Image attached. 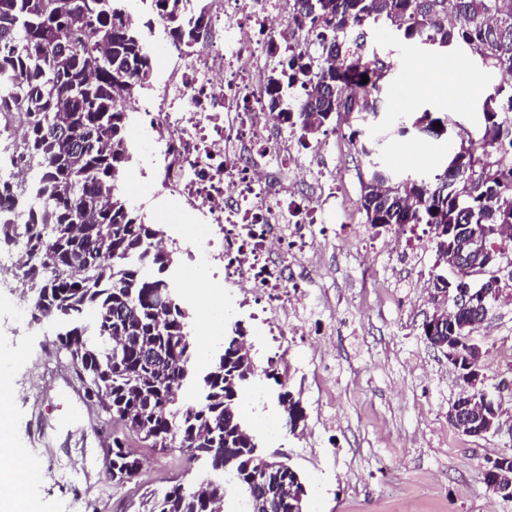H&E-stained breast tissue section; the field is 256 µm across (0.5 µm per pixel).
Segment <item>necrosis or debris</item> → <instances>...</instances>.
Wrapping results in <instances>:
<instances>
[{
    "label": "necrosis or debris",
    "instance_id": "necrosis-or-debris-1",
    "mask_svg": "<svg viewBox=\"0 0 512 512\" xmlns=\"http://www.w3.org/2000/svg\"><path fill=\"white\" fill-rule=\"evenodd\" d=\"M208 2L211 26L233 35L235 48L213 47L190 58L169 47L163 78L125 105L150 182L131 173L124 181L132 197L151 185L175 202L170 223L180 232L167 243L182 249L201 275L190 294L217 283L228 298L203 308V320L217 329L231 327L252 297L264 303L256 317L270 335L299 336L302 327H289L288 317L312 303L279 261L309 248L304 230L330 219L335 185L306 164V145L268 110L267 74L242 62L267 56L271 43L301 54L315 45L281 38L294 18L295 0ZM310 180L319 189L308 198L298 186Z\"/></svg>",
    "mask_w": 512,
    "mask_h": 512
}]
</instances>
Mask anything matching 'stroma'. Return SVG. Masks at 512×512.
I'll list each match as a JSON object with an SVG mask.
<instances>
[{"mask_svg": "<svg viewBox=\"0 0 512 512\" xmlns=\"http://www.w3.org/2000/svg\"><path fill=\"white\" fill-rule=\"evenodd\" d=\"M377 51L392 69L384 82L405 85L400 102L407 111L429 108L448 113L471 132L484 126L482 102L512 80L484 67L469 48L448 50L461 62L455 78L465 87L464 105L431 91L434 79L420 70L422 46L398 40L383 23L367 28ZM350 117L341 132H327L318 165L336 174L337 224H312V249L288 264L319 306L309 333L296 337L287 358H279L258 325L247 322V339L258 370L270 371L257 387L266 393L265 410L282 417L278 393L299 397L305 419L297 431L259 433L264 451L287 454L302 477L304 512H396L413 504L416 512H512V499L488 491L486 460L512 452L507 433L459 435L448 423V407L460 393L447 358L424 341L421 324L435 251L417 242L412 253H382L383 236L372 233L360 206L368 163L349 135L362 128ZM453 148L452 141L392 137L384 144L388 164L401 172L432 169ZM53 325L14 328L0 316V354L8 356L13 386L11 437L43 476L29 492L42 512H143L148 491L182 479L180 453L141 449L145 464L124 485L107 477V440L99 434L102 414L89 405L69 363L56 357ZM486 352L488 384L512 378V305L497 306L490 325L474 333ZM297 371L285 375L283 363Z\"/></svg>", "mask_w": 512, "mask_h": 512, "instance_id": "35a3bbf8", "label": "stroma"}]
</instances>
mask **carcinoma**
Listing matches in <instances>:
<instances>
[{
  "label": "carcinoma",
  "instance_id": "cac0c4a2",
  "mask_svg": "<svg viewBox=\"0 0 512 512\" xmlns=\"http://www.w3.org/2000/svg\"><path fill=\"white\" fill-rule=\"evenodd\" d=\"M124 0H0V121L21 117L22 134L0 135V170L26 175L0 179V245L26 243L13 274L32 321L58 327L56 353L86 376V392L112 422V468L119 483L140 473L129 449L178 450L183 479L151 493L144 512H228L227 486L241 500L265 465L241 410L242 388L255 365L240 326L197 372L193 314L175 288V252L160 246L163 231L147 224L120 187L131 160L124 102L145 89L152 54ZM171 42L182 50L207 31L206 8L192 16L184 0H152ZM291 33L317 42L316 56L285 57L272 68L267 107L301 141L326 124L357 114L378 117L390 98L383 78L391 64L367 49L366 27L379 21L398 37L435 52L466 45L482 65L512 75V8L504 0H298ZM312 72L305 97L288 101L284 84ZM368 77L362 83V76ZM485 126L475 140L455 131L446 112H403L394 126L370 136L351 132L368 159L361 208L371 228L412 230L428 225L437 261L467 251L457 225L497 257L512 256V93L489 97ZM441 127H434L435 123ZM451 138L456 147L427 174H401L383 160L391 136ZM432 277L435 290L476 281ZM278 400L291 428L303 418L289 391Z\"/></svg>",
  "mask_w": 512,
  "mask_h": 512
}]
</instances>
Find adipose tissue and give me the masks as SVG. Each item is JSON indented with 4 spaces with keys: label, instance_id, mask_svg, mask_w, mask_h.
Masks as SVG:
<instances>
[{
    "label": "adipose tissue",
    "instance_id": "adipose-tissue-1",
    "mask_svg": "<svg viewBox=\"0 0 512 512\" xmlns=\"http://www.w3.org/2000/svg\"><path fill=\"white\" fill-rule=\"evenodd\" d=\"M13 389L7 378H0V447L5 448L6 456L12 465L0 468V483L4 491L0 492V512H34L35 500L28 492V486L22 475L28 469L26 457L20 456L9 436L12 420L10 396Z\"/></svg>",
    "mask_w": 512,
    "mask_h": 512
}]
</instances>
